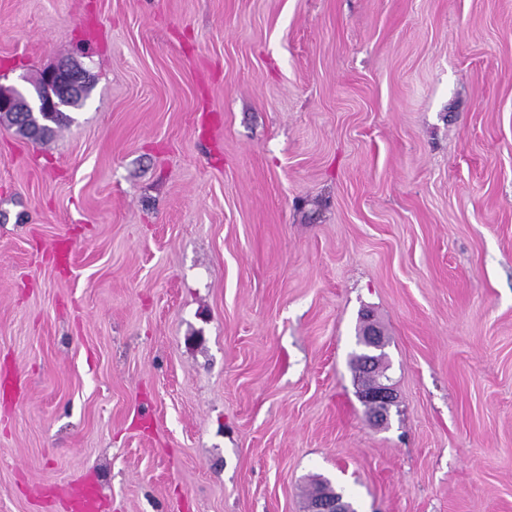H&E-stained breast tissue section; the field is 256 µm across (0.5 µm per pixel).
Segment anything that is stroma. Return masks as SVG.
I'll use <instances>...</instances> for the list:
<instances>
[{"label": "stroma", "mask_w": 512, "mask_h": 512, "mask_svg": "<svg viewBox=\"0 0 512 512\" xmlns=\"http://www.w3.org/2000/svg\"><path fill=\"white\" fill-rule=\"evenodd\" d=\"M62 62L0 121V512H512V0H0V86ZM87 81L84 70L73 66L61 65L45 70L33 91L14 88L12 93L0 95V114L6 112H53L47 120L35 122L30 113H7L0 116L10 125L15 126L18 133L32 141L49 140L55 132L70 121L63 112L69 100L80 93ZM55 127H54V126ZM364 326L365 336L363 337V347L365 348V363L367 370H370L378 359L376 351H382L384 342L382 333L377 325L365 319ZM380 376L370 387H363L358 392V399L367 408L372 418L378 423H385L391 406L395 403V393L392 386L384 383ZM352 506L327 482L315 499H310L308 512H352Z\"/></svg>", "instance_id": "1"}]
</instances>
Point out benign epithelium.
<instances>
[{
	"instance_id": "benign-epithelium-1",
	"label": "benign epithelium",
	"mask_w": 512,
	"mask_h": 512,
	"mask_svg": "<svg viewBox=\"0 0 512 512\" xmlns=\"http://www.w3.org/2000/svg\"><path fill=\"white\" fill-rule=\"evenodd\" d=\"M87 81L86 72L72 66L61 65L45 70L33 90L16 88L9 94L0 95V114L6 112H61L69 100L80 93ZM366 368H371L378 359V351L384 347L378 326L364 320ZM358 399L378 423L387 421L391 406L395 403L392 386L377 378L370 387L358 392ZM308 512H352V506L336 492L331 484L321 488L318 497L308 503Z\"/></svg>"
}]
</instances>
